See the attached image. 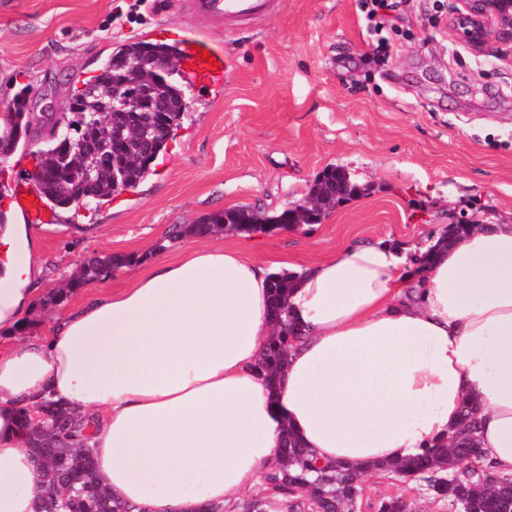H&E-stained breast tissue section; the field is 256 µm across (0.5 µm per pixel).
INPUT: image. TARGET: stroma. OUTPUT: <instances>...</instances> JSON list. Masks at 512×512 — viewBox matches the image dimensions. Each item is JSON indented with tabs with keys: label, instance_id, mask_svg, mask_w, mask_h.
<instances>
[{
	"label": "stroma",
	"instance_id": "1",
	"mask_svg": "<svg viewBox=\"0 0 512 512\" xmlns=\"http://www.w3.org/2000/svg\"><path fill=\"white\" fill-rule=\"evenodd\" d=\"M0 0V113L29 92L28 136L0 164V210L13 220L17 177L33 172L48 116L63 112L85 78L119 45L158 23L210 29L177 0ZM449 0H398L393 26L375 32L363 0H279L271 16L219 30L227 71L221 95L202 91L156 162L155 174L97 208L49 211L33 224L43 262L40 294L23 317L33 335L80 303L66 292L92 255L126 257L98 282L122 288L179 224L182 248L221 245L305 266L344 245L399 249L438 239L450 225L512 224V48L471 50L453 27ZM384 43L379 64L363 59ZM360 191L319 224L265 233L199 236L210 212L252 205L267 213L302 202L326 166ZM365 501L401 494L421 512H451L414 485L371 473Z\"/></svg>",
	"mask_w": 512,
	"mask_h": 512
}]
</instances>
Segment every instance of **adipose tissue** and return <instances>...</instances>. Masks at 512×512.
Listing matches in <instances>:
<instances>
[{"label": "adipose tissue", "instance_id": "obj_1", "mask_svg": "<svg viewBox=\"0 0 512 512\" xmlns=\"http://www.w3.org/2000/svg\"><path fill=\"white\" fill-rule=\"evenodd\" d=\"M5 241L25 261L0 273V330L16 336L0 349V512H34L42 494L19 409L45 399L82 411L101 485L145 512L241 502L287 426L323 464L410 459L447 438L468 397L486 465L512 475V224L462 235L415 278L381 242L299 269L301 338L275 392L258 367L275 260L159 256L29 336L38 246L22 224Z\"/></svg>", "mask_w": 512, "mask_h": 512}]
</instances>
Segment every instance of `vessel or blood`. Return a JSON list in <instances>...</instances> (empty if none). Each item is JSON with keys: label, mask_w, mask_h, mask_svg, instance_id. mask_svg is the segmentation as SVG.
<instances>
[{"label": "vessel or blood", "mask_w": 512, "mask_h": 512, "mask_svg": "<svg viewBox=\"0 0 512 512\" xmlns=\"http://www.w3.org/2000/svg\"><path fill=\"white\" fill-rule=\"evenodd\" d=\"M192 12L201 18L228 26L240 25L272 14L276 0H186ZM159 36L178 46L180 62L190 88L212 87L225 78L223 46L208 33L186 27L159 29ZM210 60H202V52Z\"/></svg>", "instance_id": "vessel-or-blood-1"}]
</instances>
